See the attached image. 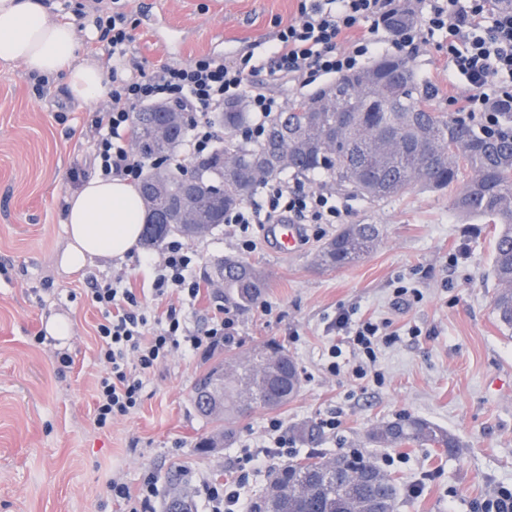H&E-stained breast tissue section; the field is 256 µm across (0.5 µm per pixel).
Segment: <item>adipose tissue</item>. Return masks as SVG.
Masks as SVG:
<instances>
[{
	"instance_id": "1",
	"label": "adipose tissue",
	"mask_w": 512,
	"mask_h": 512,
	"mask_svg": "<svg viewBox=\"0 0 512 512\" xmlns=\"http://www.w3.org/2000/svg\"><path fill=\"white\" fill-rule=\"evenodd\" d=\"M20 64L38 77L65 74L72 98L89 103L108 85L98 65L80 60L73 25L55 18L45 0H0V63ZM147 214L136 186L93 176L66 198L67 240L59 254L63 274L96 257L124 258L138 244Z\"/></svg>"
}]
</instances>
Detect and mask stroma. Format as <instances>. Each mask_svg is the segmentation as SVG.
I'll list each match as a JSON object with an SVG mask.
<instances>
[{
  "mask_svg": "<svg viewBox=\"0 0 512 512\" xmlns=\"http://www.w3.org/2000/svg\"><path fill=\"white\" fill-rule=\"evenodd\" d=\"M131 61L186 63L199 56L269 48L297 11L298 0H139ZM55 16L72 20L82 60L105 57L87 26L112 0H49ZM447 43L431 37L407 60L438 111L449 96L468 93L448 63ZM92 104L72 99L65 75L48 81L0 64V512H120L111 480L137 491L147 477L163 484L182 468L198 512H208L204 482H239L242 497L263 493V470L238 478L235 459L244 443L266 436L279 419L292 436V454L308 453L296 438L302 424L319 426L317 451L353 448L379 460L401 489L398 512H477L500 487L512 489V334L491 309V225L463 221L450 208L449 190L418 186L401 196L369 202L337 191L345 223L378 225L381 239L358 263L339 270L318 265L316 253L337 227H306L300 254L276 255L263 237L246 259L269 282L261 304L237 311L234 343L247 348L268 339L283 343L303 377L299 394L273 410L255 408L234 424L223 448L201 452L211 429L195 410L190 389L205 353L174 354L152 372L143 400L111 427L93 421V391L103 373L95 359L94 327L101 313L91 301L95 280L123 276L135 290L150 289L161 248L138 246L124 259H94L66 276L56 259L66 241V197L77 190L73 171L89 169ZM196 276L239 252L227 226L193 241ZM411 289L409 297L396 294ZM224 298L204 281L182 312L204 332ZM270 313H263V306ZM352 321L388 322L396 339L379 344L374 377L358 380L326 370L337 340L340 311ZM69 322V336L47 333L52 319ZM43 343H36V336ZM68 354L64 366L57 354ZM336 417L335 429L321 422ZM400 416L428 419L454 434L460 450L369 447L368 430Z\"/></svg>",
  "mask_w": 512,
  "mask_h": 512,
  "instance_id": "obj_1",
  "label": "stroma"
}]
</instances>
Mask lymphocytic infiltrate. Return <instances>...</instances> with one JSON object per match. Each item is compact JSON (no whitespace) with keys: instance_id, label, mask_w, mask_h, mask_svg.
Instances as JSON below:
<instances>
[{"instance_id":"f902f5d3","label":"lymphocytic infiltrate","mask_w":512,"mask_h":512,"mask_svg":"<svg viewBox=\"0 0 512 512\" xmlns=\"http://www.w3.org/2000/svg\"><path fill=\"white\" fill-rule=\"evenodd\" d=\"M135 0L123 9L97 17L105 54L112 62L111 88L104 107L91 112L88 126L94 135L90 164L97 175L138 182L150 166L149 158L131 146L133 115L138 106L168 102L188 116L190 136L182 155H208L216 141L215 113L227 102L245 101L254 119L242 139L259 140L268 121L283 111L282 101L255 82L261 72L307 87L319 79L357 70L379 51H415L427 37L441 32L448 38V61L465 77L470 94L449 99L458 112H480L493 117L499 103L512 102V0H417L421 20L386 32L394 0H299L292 21L278 30L269 57L251 54L232 59L211 55L184 64L167 61L127 63L132 37ZM289 217L299 224H334L342 210L333 193L313 189L298 180L269 183L262 201H249L229 213L226 224L238 230L243 250L253 247L254 228ZM196 251L178 240L169 241L155 266L153 290L162 299L181 294L196 299L200 284L192 270ZM91 300L100 309L96 326L97 360L105 374L97 383L94 422L110 427L113 420L135 411L145 383L158 365L177 350L206 351L230 336L235 321L230 311L215 313L205 333L192 331L175 309L165 319L149 320L142 303L122 279L96 284ZM336 326L349 344L366 358H374L379 343H391L394 334L381 333L378 324L351 323L339 314ZM288 432L280 420H271L267 437L244 445L237 459L239 470L271 468L289 454Z\"/></svg>"}]
</instances>
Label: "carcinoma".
Here are the masks:
<instances>
[{
  "instance_id": "cac0c4a2",
  "label": "carcinoma",
  "mask_w": 512,
  "mask_h": 512,
  "mask_svg": "<svg viewBox=\"0 0 512 512\" xmlns=\"http://www.w3.org/2000/svg\"><path fill=\"white\" fill-rule=\"evenodd\" d=\"M336 97L346 111L322 112L318 102ZM224 145L194 162L186 173L168 164L148 168L138 190L150 188L156 169L171 182L201 183L204 192L195 201L198 212L212 211L208 224H145L142 240L157 247L178 235L194 241L211 233L224 217L250 199L261 185L284 173L322 172L338 187L370 201L400 196L417 185L454 189L451 208L458 214L493 225L491 277L495 281L492 310L501 327L512 330V110L496 125L480 128L468 116L439 112L432 91L415 79L407 60L394 54L379 57L370 66L319 88L308 97L291 101L266 126L262 139L239 138L251 121L245 109L221 112ZM185 114L167 143L156 139L145 113L133 118V142L147 158H171L188 136ZM439 148V155L430 146ZM380 238L376 224H347L320 248L318 263L325 269L348 267L365 257ZM224 300L248 308L263 294V276L247 261L224 258ZM224 376V407L208 408L203 393L218 375ZM301 375L288 348L266 343L250 350L229 351L210 362L195 378L191 400L196 411L216 429L204 436L200 448H219L231 437L232 420L252 407L278 408L301 388ZM373 446L395 448L427 446L451 454L460 441L431 421L400 416L366 434ZM374 470L368 485L359 481L366 467ZM164 512H196L187 482L170 479L164 487ZM398 488L391 474L361 452L326 456L312 453L291 460L269 475L263 496L250 512H370L384 500L382 512H395Z\"/></svg>"
}]
</instances>
